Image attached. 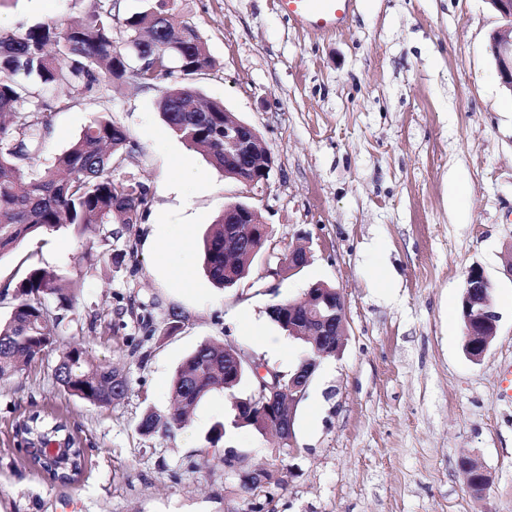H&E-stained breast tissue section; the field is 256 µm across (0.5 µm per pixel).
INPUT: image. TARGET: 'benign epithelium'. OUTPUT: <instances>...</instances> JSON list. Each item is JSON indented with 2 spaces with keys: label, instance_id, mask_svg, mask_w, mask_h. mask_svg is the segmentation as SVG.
<instances>
[{
  "label": "benign epithelium",
  "instance_id": "7a95c632",
  "mask_svg": "<svg viewBox=\"0 0 512 512\" xmlns=\"http://www.w3.org/2000/svg\"><path fill=\"white\" fill-rule=\"evenodd\" d=\"M499 13L501 25L489 37L488 52L493 58L502 87L512 94V0H488ZM272 153L262 135L251 124L224 112V175L239 182L247 188L263 186L267 183L273 167ZM224 223L228 224L224 233V253L240 248L239 227L248 225L247 231L258 238L268 234L257 207L249 201H236L224 205ZM308 262L307 250L293 247L288 250L286 258L276 267L267 270L268 275L279 277L292 275ZM491 284L484 271L478 265L468 269L465 275L461 296L463 306V350L473 362H480L485 356L490 343L497 334L500 315L490 303L488 292ZM288 319L281 327L287 329V335L313 342V353L304 355L297 371L288 374V443L287 451H297L294 444L293 426L298 401L307 389L320 360L339 355L345 344L347 327L345 324V301L336 288H309L305 297L298 301H289ZM326 336L336 337V350L320 349L316 339ZM238 355L240 367L245 371L258 369L259 376L270 371L265 362L245 353L235 344L229 345ZM281 377L272 376L271 382L261 380L251 383L249 398L259 400L274 398L281 392ZM460 469L464 473L470 492L480 497L491 485L490 473L474 464L468 458L460 459ZM282 483L280 470H273V478L261 480L252 486V509L263 512L267 503L258 501V497H269L268 489Z\"/></svg>",
  "mask_w": 512,
  "mask_h": 512
}]
</instances>
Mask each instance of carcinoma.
Masks as SVG:
<instances>
[{
	"mask_svg": "<svg viewBox=\"0 0 512 512\" xmlns=\"http://www.w3.org/2000/svg\"><path fill=\"white\" fill-rule=\"evenodd\" d=\"M144 2V10L122 20L110 3L81 23L51 22L23 34L0 33V114L12 117L10 123H0V257L38 232L71 226L81 236L110 235L113 221L137 224L149 211L142 183L113 176L117 159L133 145L128 131L110 118H95L53 166L36 171L25 165L40 151L53 114L68 105L48 98V89L65 84L79 94L103 80L127 78L150 88L176 71L188 76L212 67L196 28L174 21L170 0ZM118 22L125 32L122 46L113 38ZM160 109L168 128L187 147L202 150L215 168L224 170L223 105L204 99L190 86L173 84L163 92ZM204 264L212 283L224 287L222 215L204 240ZM65 279L54 268L33 266L16 286L15 306L9 317L0 319V379L20 372L59 342L63 318L52 314L48 303L53 297L68 301L58 287ZM232 364V351L199 345L174 374V411L165 419L147 411L139 431L173 435L182 428L188 408L224 388V366ZM55 377L66 393L94 405L110 406L128 392L122 371L89 362L76 346L60 351ZM286 410L280 400L243 399L235 417L260 431ZM20 429L33 439L32 464L60 479L79 473L81 450L66 436L63 422L35 414Z\"/></svg>",
	"mask_w": 512,
	"mask_h": 512,
	"instance_id": "carcinoma-1",
	"label": "carcinoma"
}]
</instances>
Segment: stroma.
<instances>
[{
  "label": "stroma",
  "mask_w": 512,
  "mask_h": 512,
  "mask_svg": "<svg viewBox=\"0 0 512 512\" xmlns=\"http://www.w3.org/2000/svg\"><path fill=\"white\" fill-rule=\"evenodd\" d=\"M101 0H0L10 33L86 16ZM211 69L184 84L222 103L266 140L275 165L252 191L226 178L163 121L160 88L124 80L70 96L34 169L51 166L98 116L130 134L118 176L144 183L151 204L109 239L63 227L0 258V317L30 265L76 277L65 318H96L73 332L94 361L126 375L125 398L98 406L55 379L57 351L0 381V512H245L248 495L224 465L278 467L271 512H512V95L500 87L488 37L500 19L486 0H354L343 30L313 35L278 0H174ZM252 195L274 255H260L236 287L203 269V239L225 204ZM188 236L187 248L172 241ZM309 262L266 275L289 248ZM121 250L125 265L109 256ZM482 266L499 329L481 362L463 352L459 303L466 270ZM322 280L341 290L348 336L321 360L295 416L298 452L275 432L238 427L221 447L206 435L230 420L233 396L213 391L174 436L145 435L146 410L167 414L172 378L205 342L233 343L281 372L304 347L268 307ZM180 328L168 333L172 320ZM279 342L264 346L262 337ZM59 411L84 450L77 482L51 480L18 449L24 416ZM471 457L492 484L473 496L458 462Z\"/></svg>",
  "instance_id": "35a3bbf8"
}]
</instances>
